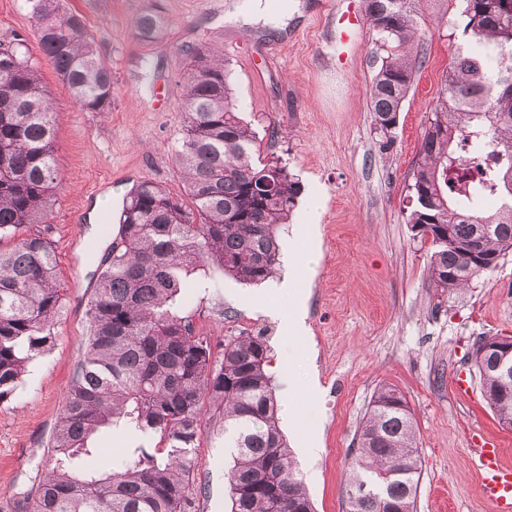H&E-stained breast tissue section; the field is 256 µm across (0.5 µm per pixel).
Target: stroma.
<instances>
[{
	"mask_svg": "<svg viewBox=\"0 0 512 512\" xmlns=\"http://www.w3.org/2000/svg\"><path fill=\"white\" fill-rule=\"evenodd\" d=\"M232 0H67L80 13L112 68V109L85 112L49 64L43 83L56 111L55 145L62 183L48 221L55 228L57 272L64 290L56 343L33 361L15 395L0 405V512H22L50 464L47 445L83 356L89 301L114 237L91 226L94 202L113 212L133 183L149 179L183 193L174 148L188 54L222 53L243 118L262 153H274L301 180L304 196L320 193L310 219L298 206L280 235L290 248L303 297L305 333L284 320L291 299L267 311L269 286L245 285L215 267L200 272L174 308L209 336L214 354L240 333H262L271 348L282 433L315 512H346L349 450L374 391H401L413 412L421 475L417 512H493L481 489L473 434L500 450L512 469V429L499 425L472 365L474 344L512 336V254L462 297L437 304L427 284L430 241L404 220L408 184L432 100L461 42L450 28L427 23L426 60L398 118L392 149H379L369 101L382 51L363 0H300L285 27L243 22ZM160 7L161 38L134 33L135 18ZM35 43L25 0H0V41ZM466 379L467 394L455 389ZM194 482L193 512H230L227 473L233 452L206 420Z\"/></svg>",
	"mask_w": 512,
	"mask_h": 512,
	"instance_id": "obj_1",
	"label": "stroma"
}]
</instances>
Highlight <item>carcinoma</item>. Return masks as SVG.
I'll use <instances>...</instances> for the list:
<instances>
[{
	"label": "carcinoma",
	"instance_id": "carcinoma-1",
	"mask_svg": "<svg viewBox=\"0 0 512 512\" xmlns=\"http://www.w3.org/2000/svg\"><path fill=\"white\" fill-rule=\"evenodd\" d=\"M39 57L49 61L82 111L112 109V68L82 16L64 0H27ZM439 26L462 29L466 45L443 73L408 184L406 223L448 233L432 238L428 281L438 304L487 275L512 254V0H456ZM370 28L387 56L369 89L371 111L388 151L399 115L425 61L413 51L425 16L416 0H364ZM167 21L148 9L135 20L145 41ZM21 38L0 42V404L15 394L27 366L56 342L62 301L53 227L47 223L60 169L55 112L39 66ZM183 132L176 152L186 196L143 180L124 199L120 228L90 300L85 352L74 371L50 441L52 466L28 502L30 512H191L195 449L203 407L235 449L228 481L231 512H314L280 430L270 349L265 336L240 335L213 356L193 319L173 312L187 279L215 266L249 285L272 278L279 233L302 185L280 159H264L256 133L240 115L224 59L192 54ZM496 199L495 208L482 205ZM477 249L494 261L471 264ZM472 353L485 400L512 429V389ZM125 430L130 447L112 470L87 471L82 459L103 429ZM347 512H380L394 502L416 512L421 461L406 398L389 385L372 395L357 431ZM365 485L368 494L351 492Z\"/></svg>",
	"mask_w": 512,
	"mask_h": 512
}]
</instances>
